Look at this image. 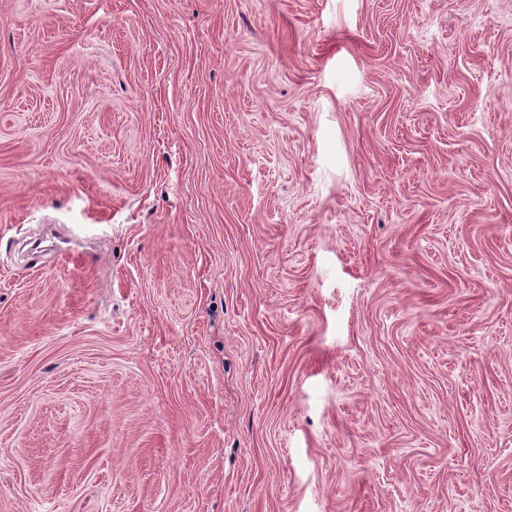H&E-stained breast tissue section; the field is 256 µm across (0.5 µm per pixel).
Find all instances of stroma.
Segmentation results:
<instances>
[{
	"mask_svg": "<svg viewBox=\"0 0 512 512\" xmlns=\"http://www.w3.org/2000/svg\"><path fill=\"white\" fill-rule=\"evenodd\" d=\"M0 512H512V0H0Z\"/></svg>",
	"mask_w": 512,
	"mask_h": 512,
	"instance_id": "obj_1",
	"label": "stroma"
}]
</instances>
